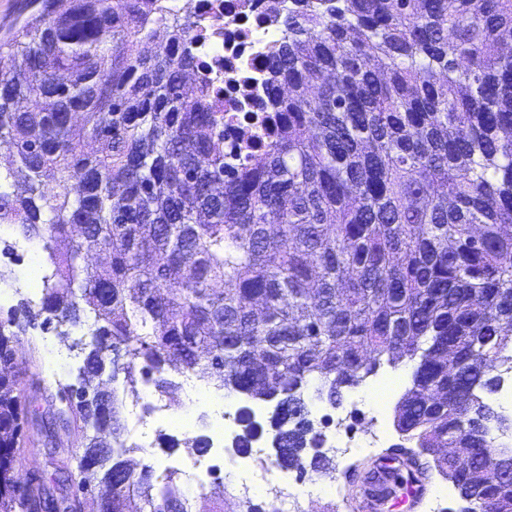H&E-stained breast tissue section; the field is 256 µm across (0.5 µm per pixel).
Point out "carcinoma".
I'll list each match as a JSON object with an SVG mask.
<instances>
[{
    "label": "carcinoma",
    "mask_w": 512,
    "mask_h": 512,
    "mask_svg": "<svg viewBox=\"0 0 512 512\" xmlns=\"http://www.w3.org/2000/svg\"><path fill=\"white\" fill-rule=\"evenodd\" d=\"M334 2L283 15L266 68L289 93L240 168L224 164L207 85L186 80L192 24L161 0H28L0 42V174L27 179L0 190V225L43 244L45 322L97 324L56 408L93 430L77 488L111 492L89 512H189L177 478L114 453L118 394L96 380L118 345L132 390L187 373L278 399L275 463L320 475L333 467L306 463L303 380L335 406L372 366L417 357L394 420L410 478L451 482L462 512H512V449L464 436L476 411L495 417L477 393L512 360L497 318L512 303V0ZM23 331L0 319V512L35 508L10 477L21 401L4 370ZM238 417L245 453L258 426L248 406Z\"/></svg>",
    "instance_id": "obj_1"
}]
</instances>
